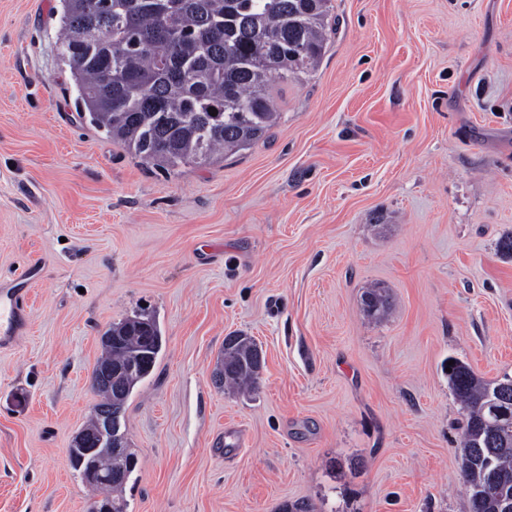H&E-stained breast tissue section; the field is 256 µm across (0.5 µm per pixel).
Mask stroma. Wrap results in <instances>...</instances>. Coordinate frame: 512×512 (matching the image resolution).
I'll list each match as a JSON object with an SVG mask.
<instances>
[{"label":"stroma","mask_w":512,"mask_h":512,"mask_svg":"<svg viewBox=\"0 0 512 512\" xmlns=\"http://www.w3.org/2000/svg\"><path fill=\"white\" fill-rule=\"evenodd\" d=\"M62 0H0V512H88L70 466L112 323L162 349L122 420L127 512H470L445 365L512 377V0H331L249 148L166 171L85 122ZM380 283L392 307L362 310ZM259 390L214 379L229 333ZM363 296L364 298L366 296L371 297L374 302L375 310L373 313L365 310L367 317L375 321H381L388 315L390 309V295L385 287L380 284L373 285L365 290ZM26 322V313L15 288L0 289V347L15 343Z\"/></svg>","instance_id":"1"}]
</instances>
